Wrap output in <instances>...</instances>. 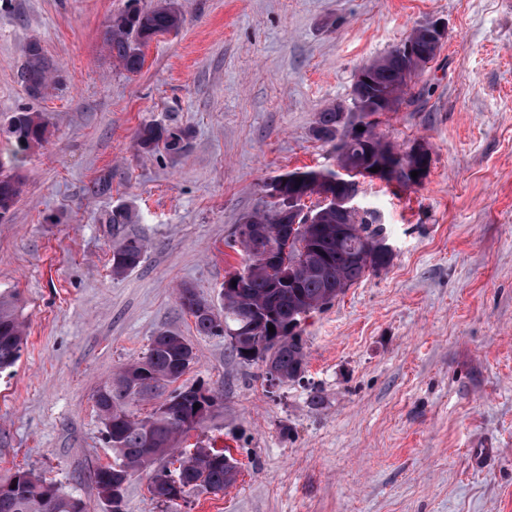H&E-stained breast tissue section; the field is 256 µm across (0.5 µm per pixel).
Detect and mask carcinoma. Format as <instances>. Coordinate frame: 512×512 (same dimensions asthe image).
I'll return each instance as SVG.
<instances>
[{"label":"carcinoma","instance_id":"1","mask_svg":"<svg viewBox=\"0 0 512 512\" xmlns=\"http://www.w3.org/2000/svg\"><path fill=\"white\" fill-rule=\"evenodd\" d=\"M184 23L183 15L173 0H159L151 9L130 4L112 17L104 32V39L112 58L130 74L143 68V47L158 35L178 31ZM417 61L400 53L394 47L385 56L368 64L375 74L377 90H389L401 99L413 79ZM52 65L36 42L30 44L18 75L29 95L40 97L51 87ZM372 103V94L365 88H353L350 103L330 106L319 112L313 133L316 139L337 141V168L324 173L336 178L321 184L313 180L317 170L293 171L272 180L280 183L293 175L300 179L295 184L296 199L310 198L323 191L346 194L353 189L354 177L342 172L346 166L356 165L375 154L381 145V136L369 131L367 137L352 135L347 130L350 115L362 113ZM47 134V123L39 112L21 108L14 112L6 126L0 127V214L6 213L21 193L22 182L17 168L24 162L27 152L41 143ZM190 131L181 127H162L145 124L138 132V144L150 149L160 143L177 154L186 146ZM312 223L318 225L312 233L315 248L314 264L298 263L284 279L276 278L257 264V257L267 241H257L237 228L238 240L246 256L245 270L236 284L223 287L224 317L214 312L201 311L204 302L191 288L178 292L180 306L193 318L198 334L221 336L231 328L250 326L247 341L254 344L269 340L270 336H286L266 374L273 372L279 381H295L304 377L305 343L298 331L301 320L311 309L320 310L331 304L349 287L382 262L370 255L371 241L385 235L384 227L374 211L366 210L349 218L327 206L308 208ZM252 224L274 228L288 223V205L285 200L271 202L268 209L246 217ZM350 222L359 225L360 233L339 240L336 225ZM145 253V243L137 236H126L112 254V273L125 274L137 268ZM274 332L268 331V326ZM25 341L24 322L16 306L0 299V370L13 366ZM192 346L180 335L162 331L151 341L146 354L125 365L113 378L101 384L95 401L105 427V437L114 454V464L99 468L94 482L99 496L108 504L114 498L124 501L126 484L132 477L149 475V489L158 501L168 504L171 483L179 481L182 495L198 487L222 492L236 479V474L224 467L227 451L199 446L195 451H184L177 459L178 467L172 471L156 467V463L174 451L178 438L197 425L191 420L194 398L192 387L182 386L169 390L195 363ZM159 400L152 413L144 418L136 416V404ZM15 488L0 499V512H85L82 499L65 494L55 483L34 473L19 469L13 478Z\"/></svg>","mask_w":512,"mask_h":512}]
</instances>
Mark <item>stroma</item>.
<instances>
[{"label":"stroma","mask_w":512,"mask_h":512,"mask_svg":"<svg viewBox=\"0 0 512 512\" xmlns=\"http://www.w3.org/2000/svg\"><path fill=\"white\" fill-rule=\"evenodd\" d=\"M175 3L184 24L132 75L104 45L127 0H0V125L26 107L51 131L0 219V297L27 331L0 371V483L30 470L108 512L93 475L115 457L94 393L167 330L196 352L181 384L220 400L179 445L230 449L239 475L175 504L136 476L124 512H512V0ZM433 20L447 39L376 127L395 149L424 144L428 174L359 184L393 260L303 319V379L269 385L261 361L198 335L178 290L223 313L265 182L335 168L319 112ZM32 41L59 80L40 98L18 79ZM146 123L191 138L146 152ZM116 209L129 224H110ZM126 235L147 250L116 276Z\"/></svg>","instance_id":"stroma-1"}]
</instances>
